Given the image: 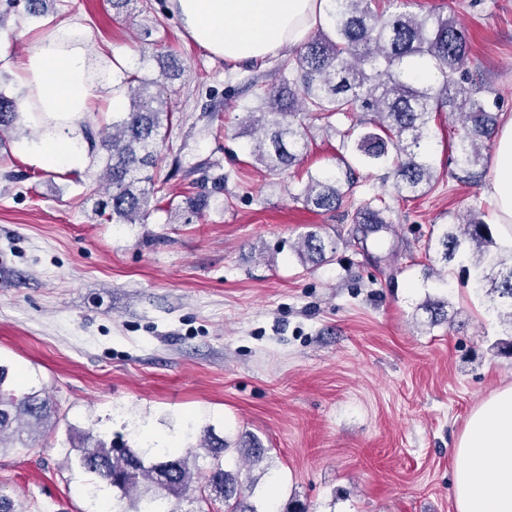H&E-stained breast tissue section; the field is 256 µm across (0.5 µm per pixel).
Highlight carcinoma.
<instances>
[{"mask_svg":"<svg viewBox=\"0 0 512 512\" xmlns=\"http://www.w3.org/2000/svg\"><path fill=\"white\" fill-rule=\"evenodd\" d=\"M378 0H332L328 22L279 67V83L259 87V106L247 113L244 129L255 135L252 156L277 175L299 162L309 138V127L291 117L306 112L315 119L336 113L361 114L360 125L370 131L350 143L342 133V149L359 155L368 164L388 163L398 195L416 194L430 184L434 165L429 150L433 114L448 109L459 116L453 147L457 164L470 178L478 177L485 142L497 117L486 109L483 88L458 78L469 59L470 43L455 19L443 14L423 17L406 11L387 13L376 8ZM420 59L439 72V83L420 84L406 73V65ZM180 70L164 63L152 78L136 73L121 81L130 96L129 110L112 122V133L96 140L85 131L90 149L107 152L103 178L106 200L114 223L143 224L149 195L163 190L155 173L159 145L172 126L174 112L166 83ZM21 116L16 99L0 91V146L3 133ZM355 170L308 175L300 198L308 208L334 211L356 187ZM357 224L378 230L388 226V208L370 204L358 209ZM442 259L452 261L468 253L476 272L475 285L500 299L499 315L512 331V247L504 248L490 228L471 214L462 224H451L438 239ZM327 244L315 231L302 236L298 255L314 264L326 260ZM8 369L0 365V450L27 448L54 417L50 400L37 391L22 395L4 388ZM211 456L204 489L224 499V512H256L247 502V485L241 468L226 469L224 441L205 440ZM78 466L118 492L117 501L134 504L130 512H156L150 504L172 498L198 502L193 496L199 476L190 466L191 453L152 448L108 445L89 433L72 446ZM246 464L263 461L267 449L258 441L236 449Z\"/></svg>","mask_w":512,"mask_h":512,"instance_id":"1","label":"carcinoma"}]
</instances>
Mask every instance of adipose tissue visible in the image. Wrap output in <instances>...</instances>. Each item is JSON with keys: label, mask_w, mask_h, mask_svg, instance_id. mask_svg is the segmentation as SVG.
Returning a JSON list of instances; mask_svg holds the SVG:
<instances>
[{"label": "adipose tissue", "mask_w": 512, "mask_h": 512, "mask_svg": "<svg viewBox=\"0 0 512 512\" xmlns=\"http://www.w3.org/2000/svg\"><path fill=\"white\" fill-rule=\"evenodd\" d=\"M193 40L230 62H249L303 43L327 20L330 0H169ZM87 35L72 24L39 38L14 65L17 83L39 111L52 116L32 152L41 167L82 164L79 121L95 95L86 78ZM489 191L494 218L512 236V118L494 133ZM456 512H512V385L469 414L453 449Z\"/></svg>", "instance_id": "obj_1"}]
</instances>
